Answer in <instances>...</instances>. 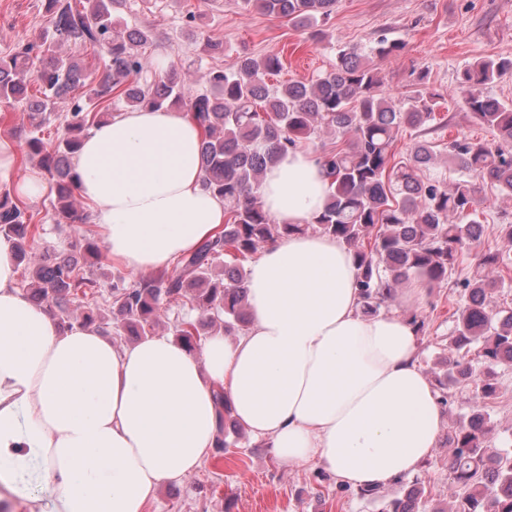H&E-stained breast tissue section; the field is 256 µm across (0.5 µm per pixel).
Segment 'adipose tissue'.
Returning <instances> with one entry per match:
<instances>
[{"instance_id": "adipose-tissue-1", "label": "adipose tissue", "mask_w": 512, "mask_h": 512, "mask_svg": "<svg viewBox=\"0 0 512 512\" xmlns=\"http://www.w3.org/2000/svg\"><path fill=\"white\" fill-rule=\"evenodd\" d=\"M200 142L177 108L123 111L84 137L78 191L109 258L134 273L163 269L223 224ZM17 153L0 138V181L38 199L44 179L16 176ZM328 191L303 149L281 156L259 188L281 224L312 222ZM357 273L346 243L295 235L249 265L252 324L234 342L216 336L193 353L150 336L118 348L91 327L60 330L20 290L0 239V485L25 512H148L163 484L214 448L219 389L283 463H319L352 487L414 474L440 437V396L418 364L411 318L365 315Z\"/></svg>"}]
</instances>
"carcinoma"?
Segmentation results:
<instances>
[{"label":"carcinoma","instance_id":"obj_1","mask_svg":"<svg viewBox=\"0 0 512 512\" xmlns=\"http://www.w3.org/2000/svg\"><path fill=\"white\" fill-rule=\"evenodd\" d=\"M118 0H45L49 29L39 42L0 58V101L22 103L30 130L26 152L39 157L54 193L58 224L86 219L77 197L72 160L92 126L112 116V102L129 108L182 105L203 130L201 163L205 186L224 199L227 219L221 231L183 255L171 273L131 283L113 276L111 315L91 308L69 309L70 296L101 287L94 267L98 243L83 238L61 253L33 247L38 225L10 193L0 194V236L11 243L17 265L27 279L26 296L43 307L61 328L91 325L110 336H150L164 325L165 305L185 303L198 313L176 338L195 351L217 321L224 331L250 320L246 263L277 240L314 229L353 249L357 287L366 314H378L393 301L397 288L416 281L439 286L454 274L466 250L475 249L485 232L478 182L485 181L512 197V104L484 94V86L512 72V57L481 60L459 74L456 91L470 115L496 131L491 142L454 138L445 150L460 176L453 182L424 175L437 152L427 139L416 141L396 157L393 144L400 127L426 129L435 120L441 95L426 87L401 105L383 90V81L362 49L344 46L336 68L311 81L294 80L274 89L267 78L283 68L277 54L257 60L243 56L231 72L203 75L206 90L193 88L188 73L172 65L148 81L142 48L150 32L127 29L112 17ZM274 18L299 28H313L336 12L338 0H244ZM73 44L98 54L102 71L89 77L79 62L62 54ZM404 44L385 36L370 52L397 58ZM83 90L79 98L71 96ZM68 112L57 115L56 107ZM59 121L54 140L41 128ZM326 171L331 191L324 211L310 224H280L257 195L267 168L303 144ZM481 274L459 279L465 300L453 314L445 369L436 376L440 401L448 405L451 389L475 383L477 401L467 417L447 435L448 512H512V448H497L489 439L493 422L486 410L499 382L495 368L512 365V309L495 310L492 295L501 274L512 270V248L476 253ZM224 265V273L214 270ZM219 413L216 449L227 450L228 429L237 427L223 391L215 395ZM415 481L402 497L381 512H443L428 508Z\"/></svg>","mask_w":512,"mask_h":512}]
</instances>
